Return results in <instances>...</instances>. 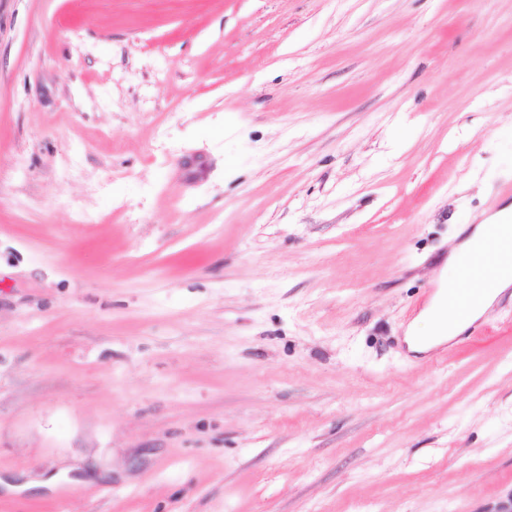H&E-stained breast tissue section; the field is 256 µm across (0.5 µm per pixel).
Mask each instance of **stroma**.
Here are the masks:
<instances>
[{"label": "stroma", "mask_w": 512, "mask_h": 512, "mask_svg": "<svg viewBox=\"0 0 512 512\" xmlns=\"http://www.w3.org/2000/svg\"><path fill=\"white\" fill-rule=\"evenodd\" d=\"M512 0H0V512H512ZM511 219L512 206H504L486 217L482 223L477 224L467 237L449 252L448 273L441 280L440 289L452 288L454 283L460 280V277L464 281L462 286L448 292L449 308L446 305L445 311L448 312L449 309L454 319L465 318L481 295L494 287L499 273V266L494 264V260L509 241L511 246L510 265L512 266V222H508ZM497 222L506 223L494 225ZM484 241L483 248L469 258L467 265L460 269L459 277V267L465 262L469 253L478 250ZM511 286L512 270L510 269L498 276L495 287L483 296L481 301L472 308L468 318L463 321H454L449 315L447 320L441 318L445 291L439 290L430 306L422 312L417 323L409 330L407 341L410 347L414 350L426 351L445 341L452 340L471 323L482 317L492 307L496 299Z\"/></svg>", "instance_id": "obj_1"}]
</instances>
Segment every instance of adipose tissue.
<instances>
[{"label":"adipose tissue","instance_id":"1","mask_svg":"<svg viewBox=\"0 0 512 512\" xmlns=\"http://www.w3.org/2000/svg\"><path fill=\"white\" fill-rule=\"evenodd\" d=\"M512 220V206H506L486 217L482 223L477 224L467 237L448 254V283H455L459 279L458 269L465 262L469 253L478 250L484 243L486 233L491 225L498 222ZM512 287V270L500 274L495 287L487 292L481 301L472 308L467 321H454L442 319L443 293H436L432 303L427 307L416 324L410 329L407 340L412 349L418 351L429 350L443 342L452 340L465 330L467 322L476 321L482 317L494 304L496 299L508 288Z\"/></svg>","mask_w":512,"mask_h":512}]
</instances>
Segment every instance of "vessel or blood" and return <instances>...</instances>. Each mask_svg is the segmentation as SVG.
<instances>
[{"label":"vessel or blood","instance_id":"obj_1","mask_svg":"<svg viewBox=\"0 0 512 512\" xmlns=\"http://www.w3.org/2000/svg\"><path fill=\"white\" fill-rule=\"evenodd\" d=\"M510 242H512L511 223L506 222L490 227L483 248L469 258L467 264L460 270L462 286L452 289L449 293V311L453 318H465L481 295L494 287L499 273L495 259Z\"/></svg>","mask_w":512,"mask_h":512}]
</instances>
